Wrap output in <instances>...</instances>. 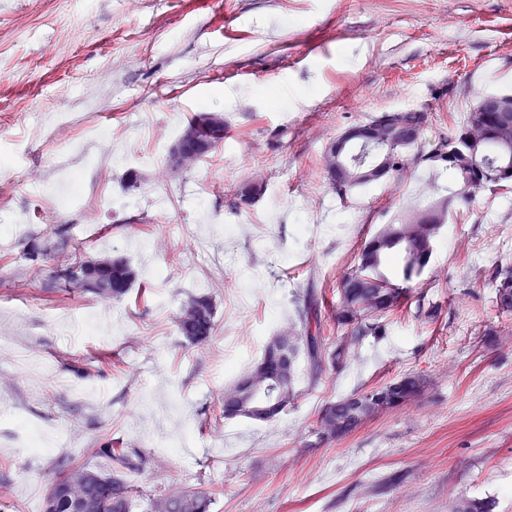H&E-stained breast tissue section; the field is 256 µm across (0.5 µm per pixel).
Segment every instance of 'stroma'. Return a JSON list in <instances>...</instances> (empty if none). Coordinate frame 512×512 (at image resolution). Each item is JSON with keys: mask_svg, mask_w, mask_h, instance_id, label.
<instances>
[{"mask_svg": "<svg viewBox=\"0 0 512 512\" xmlns=\"http://www.w3.org/2000/svg\"><path fill=\"white\" fill-rule=\"evenodd\" d=\"M1 71L0 226L25 230L0 250V512H35L71 466L108 469L95 450L110 440L151 458L127 476L133 512L171 488L211 493V512H457L472 499L512 512V315L491 284L512 264V189L453 200L407 307L343 370L313 382L300 369L276 421L218 416L307 289L331 322L361 243L457 189L423 160L340 199L326 143L427 105L424 157L479 97L512 91V0H0ZM202 111L223 113L224 142L172 172L170 147ZM57 168L85 174L64 213L46 199ZM258 175L264 193L239 204ZM36 239L124 257L138 279L119 300L66 291L24 259ZM199 294L218 323L191 347L176 318ZM422 301L434 321L418 318ZM410 372L430 381L420 400L319 441L328 401Z\"/></svg>", "mask_w": 512, "mask_h": 512, "instance_id": "35a3bbf8", "label": "stroma"}]
</instances>
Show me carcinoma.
Returning a JSON list of instances; mask_svg holds the SVG:
<instances>
[{
  "label": "carcinoma",
  "instance_id": "cac0c4a2",
  "mask_svg": "<svg viewBox=\"0 0 512 512\" xmlns=\"http://www.w3.org/2000/svg\"><path fill=\"white\" fill-rule=\"evenodd\" d=\"M364 131L357 143L340 138L333 140L323 152V166L328 184L342 199L358 188L388 179L389 171L375 170L371 146L389 139L390 125L382 122V115L350 126ZM425 160L442 165L450 172L458 186L455 197L467 201L471 190L512 187V175L503 168L512 169V112L499 114L494 134L487 135L481 122V113L469 111L454 124L452 136L439 137ZM343 168L341 178L331 174L332 167ZM264 183L251 180L236 189L237 199L248 204L258 198ZM452 200L431 202L422 209L403 214L379 227L364 243L354 267L339 283V300L334 310L338 335H325L320 302L310 290L302 307L297 310L295 322L287 330L272 336L264 345L259 358L224 388L222 416L226 419L241 416L240 408L252 405L262 409L258 422L279 418L297 398L296 380L299 360L305 359L310 379L318 381L330 370L343 369L355 349L370 336L385 332V318L401 309L412 282L420 278L429 265L435 241L448 222ZM35 264L47 260L55 262L56 276L63 287L99 295L100 290L76 277L68 268L82 261L110 263L99 280L112 285V298L125 296L137 278L135 268L125 259L104 256L100 259L84 256L75 251L61 256L56 247L33 243L25 253ZM495 299L504 313H512V266L501 267L492 276ZM216 327V305L206 295H192L184 303L177 318V329L191 346L208 342ZM401 387L403 402L421 396L428 381L419 372H410L396 380ZM393 383L354 393L348 397L327 402L318 416L319 434L326 439L343 438L357 429L370 403L387 393ZM96 454L112 463V471L102 473L106 479L123 470L140 471L150 459L136 447L114 446L109 443L96 450ZM119 476V475H117ZM120 486L109 489L100 484L92 495L104 503L103 512H133L134 489L124 476Z\"/></svg>",
  "mask_w": 512,
  "mask_h": 512
}]
</instances>
